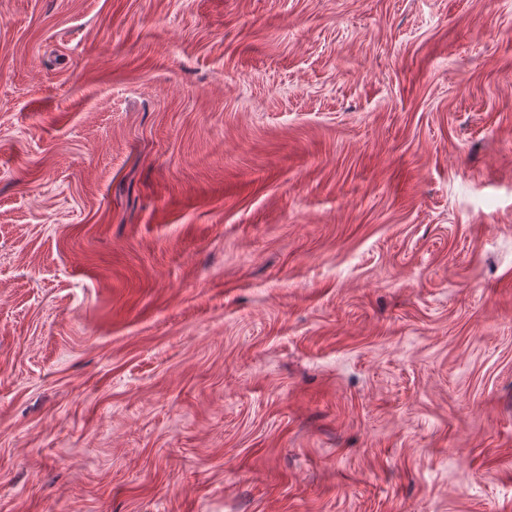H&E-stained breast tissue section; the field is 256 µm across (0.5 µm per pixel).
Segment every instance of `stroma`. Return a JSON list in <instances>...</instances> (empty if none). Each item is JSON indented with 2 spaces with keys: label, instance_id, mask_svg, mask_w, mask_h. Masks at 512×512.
<instances>
[{
  "label": "stroma",
  "instance_id": "stroma-1",
  "mask_svg": "<svg viewBox=\"0 0 512 512\" xmlns=\"http://www.w3.org/2000/svg\"><path fill=\"white\" fill-rule=\"evenodd\" d=\"M0 512H512V0H0Z\"/></svg>",
  "mask_w": 512,
  "mask_h": 512
}]
</instances>
